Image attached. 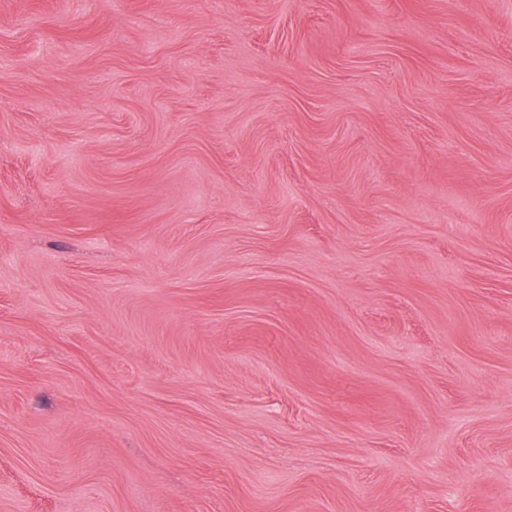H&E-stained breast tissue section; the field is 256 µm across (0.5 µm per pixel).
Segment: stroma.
Instances as JSON below:
<instances>
[{
	"label": "stroma",
	"instance_id": "stroma-1",
	"mask_svg": "<svg viewBox=\"0 0 512 512\" xmlns=\"http://www.w3.org/2000/svg\"><path fill=\"white\" fill-rule=\"evenodd\" d=\"M0 512H512V0H0Z\"/></svg>",
	"mask_w": 512,
	"mask_h": 512
}]
</instances>
